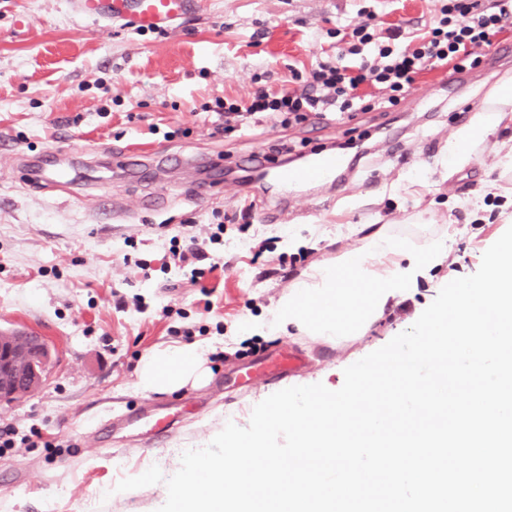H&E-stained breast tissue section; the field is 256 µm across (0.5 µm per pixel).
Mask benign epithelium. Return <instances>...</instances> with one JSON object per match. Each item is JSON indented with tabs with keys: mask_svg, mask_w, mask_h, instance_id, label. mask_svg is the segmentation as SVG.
Returning <instances> with one entry per match:
<instances>
[{
	"mask_svg": "<svg viewBox=\"0 0 512 512\" xmlns=\"http://www.w3.org/2000/svg\"><path fill=\"white\" fill-rule=\"evenodd\" d=\"M49 358L46 340L33 332H0V402L25 398L40 384Z\"/></svg>",
	"mask_w": 512,
	"mask_h": 512,
	"instance_id": "obj_1",
	"label": "benign epithelium"
}]
</instances>
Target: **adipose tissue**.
Segmentation results:
<instances>
[{
    "instance_id": "1",
    "label": "adipose tissue",
    "mask_w": 512,
    "mask_h": 512,
    "mask_svg": "<svg viewBox=\"0 0 512 512\" xmlns=\"http://www.w3.org/2000/svg\"><path fill=\"white\" fill-rule=\"evenodd\" d=\"M446 256L439 239L419 248L386 231L372 232L359 247L293 283L270 319L251 324L249 330L264 336L283 334L328 342L364 335L416 280L424 265ZM208 377L205 352L197 345L150 350L137 367L138 386L154 393L202 385Z\"/></svg>"
}]
</instances>
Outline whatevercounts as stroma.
I'll use <instances>...</instances> for the list:
<instances>
[{
	"mask_svg": "<svg viewBox=\"0 0 512 512\" xmlns=\"http://www.w3.org/2000/svg\"><path fill=\"white\" fill-rule=\"evenodd\" d=\"M375 13L373 33L421 28L438 0H205L202 12L162 32L105 29L75 21L67 0H0V330L43 336L51 350L42 383L28 397L0 402V426L22 438L40 432L50 447L22 441L0 449V512H153L183 451L206 446L227 423L247 426L254 406L279 390L315 383L341 388L346 367L409 329L436 287L474 274L484 252L512 226V171L499 160L512 146V66L491 57L450 81L446 68L419 75L398 106L326 117L286 128L272 117L220 134L217 100H248L261 87H299L312 65L335 61L338 26ZM494 112L497 130L474 140L470 162L446 165L448 142L476 114ZM80 148L90 159L73 194L27 183L22 157L46 168ZM154 147L270 164L333 152L353 161L346 194L282 206L261 183L247 198L225 189L195 199L190 170L152 182L115 174V147ZM109 194L121 216L96 212ZM254 208L249 220L238 211ZM383 229L418 246L441 239L447 261L418 276L365 336L338 343L288 336L241 338L269 316L280 295L319 262ZM219 234L209 245L220 267L206 289L174 264L172 237ZM147 270H140V263ZM197 344L210 381L173 393L137 385L147 351ZM300 353L306 365L275 381L236 382L241 367L273 352ZM122 408L147 421L174 420L161 445L145 434L100 425ZM158 466L163 482L119 492L116 484Z\"/></svg>",
	"mask_w": 512,
	"mask_h": 512,
	"instance_id": "stroma-1",
	"label": "stroma"
}]
</instances>
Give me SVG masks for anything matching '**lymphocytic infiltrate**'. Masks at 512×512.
I'll return each instance as SVG.
<instances>
[{"label":"lymphocytic infiltrate","mask_w":512,"mask_h":512,"mask_svg":"<svg viewBox=\"0 0 512 512\" xmlns=\"http://www.w3.org/2000/svg\"><path fill=\"white\" fill-rule=\"evenodd\" d=\"M439 12L425 28L396 31L389 45L375 43L369 22L353 26L352 44L339 53L337 63H318L301 88L281 93L260 88L246 102L219 103L225 131L257 114L273 115L291 126L330 112L341 117L369 112L373 106L363 92L367 86L385 92L394 107L424 71L475 68L483 52L512 38V0H445Z\"/></svg>","instance_id":"obj_1"}]
</instances>
